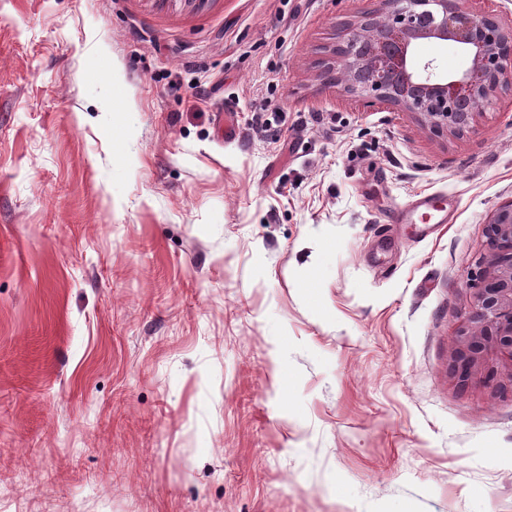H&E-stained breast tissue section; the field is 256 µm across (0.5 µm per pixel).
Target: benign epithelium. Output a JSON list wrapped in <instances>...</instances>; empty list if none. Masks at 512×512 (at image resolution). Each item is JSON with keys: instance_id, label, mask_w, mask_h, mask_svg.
Here are the masks:
<instances>
[{"instance_id": "1", "label": "benign epithelium", "mask_w": 512, "mask_h": 512, "mask_svg": "<svg viewBox=\"0 0 512 512\" xmlns=\"http://www.w3.org/2000/svg\"><path fill=\"white\" fill-rule=\"evenodd\" d=\"M378 10L343 23L316 67L364 108L387 106L421 117L434 134L459 136L484 108L512 94V26L468 6L471 0H378ZM453 41L465 51L455 72L438 76L415 55L419 41ZM480 285L470 292L451 351V375L468 384L478 375L500 387L488 357L512 361V200L485 225Z\"/></svg>"}]
</instances>
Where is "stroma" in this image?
I'll return each mask as SVG.
<instances>
[{
	"label": "stroma",
	"instance_id": "stroma-1",
	"mask_svg": "<svg viewBox=\"0 0 512 512\" xmlns=\"http://www.w3.org/2000/svg\"><path fill=\"white\" fill-rule=\"evenodd\" d=\"M375 7L0 0V512H512V391L448 369L512 96L340 94ZM398 217L400 224H446L448 201L443 196L422 195L405 205Z\"/></svg>",
	"mask_w": 512,
	"mask_h": 512
}]
</instances>
